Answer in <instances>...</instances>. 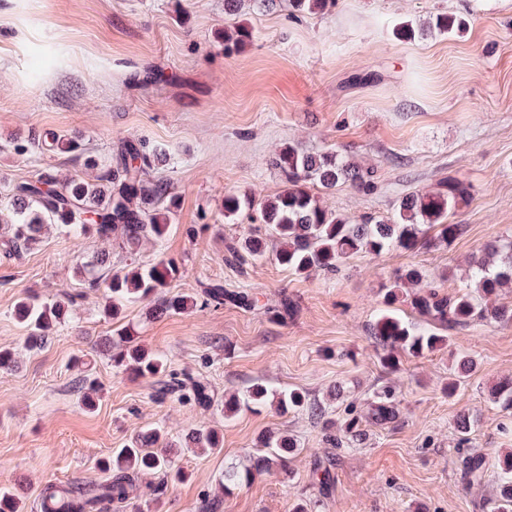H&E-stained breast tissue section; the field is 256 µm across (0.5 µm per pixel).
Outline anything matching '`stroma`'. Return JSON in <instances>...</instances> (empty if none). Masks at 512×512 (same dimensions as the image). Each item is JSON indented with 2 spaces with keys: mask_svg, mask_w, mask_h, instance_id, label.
<instances>
[{
  "mask_svg": "<svg viewBox=\"0 0 512 512\" xmlns=\"http://www.w3.org/2000/svg\"><path fill=\"white\" fill-rule=\"evenodd\" d=\"M439 12L464 17L463 35L398 36L402 22L419 27ZM240 23L251 41L225 54L224 32ZM47 131L75 139L77 151L44 152ZM125 140L161 154L151 175L170 182L176 208L162 244L143 242L133 257L113 249V267L162 255L181 267L177 291L197 296L216 282L256 294L259 305L156 319L146 303L126 308L123 321L142 345L208 380L213 405L205 410L159 398L153 379L116 373L93 351L112 325L77 266L102 241L49 228L19 259L0 260V346L19 356L15 369L0 370V487L23 512H36L46 482L102 480L99 460L156 425L176 441L188 428L218 427L224 443L214 453L178 449L183 481L159 502L141 497L110 512H203L208 496L221 498L219 512H291L299 502L310 512H483L492 486H467L461 470L469 456L493 466L512 451V414L489 396L512 379V323L476 321L450 332L447 347L403 358L390 377L397 419L364 423L365 440L350 448H331L304 414L268 405L226 418L220 406L261 381L306 391L335 418L350 402L365 413L382 376L367 333L381 284L416 264L440 292L461 291L472 256L512 237V0H336L325 15L292 14L287 0H242L235 14L224 0H0V202L46 168L63 180L94 178L85 159L107 165ZM289 141L339 148L374 168L375 193L341 186L323 198L354 220L388 213L403 193L435 189L440 179L463 180L471 199L455 220L465 233L449 245L362 254L335 275L304 278L270 257L237 271L224 261L226 247L252 222L225 218L224 197L279 192L269 159ZM29 291L83 296L32 351L12 315ZM284 295L297 312L282 323L268 309ZM453 350L473 355L479 370L450 397L442 387ZM85 374L101 388L91 411L74 390ZM338 386L344 399L334 395ZM462 412L474 423L465 446L455 427ZM271 430L293 435L300 454L288 470L255 475L222 496L225 465L248 464ZM327 458L333 481L323 488L313 473Z\"/></svg>",
  "mask_w": 512,
  "mask_h": 512,
  "instance_id": "obj_1",
  "label": "stroma"
}]
</instances>
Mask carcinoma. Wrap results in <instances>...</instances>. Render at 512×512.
<instances>
[{
  "mask_svg": "<svg viewBox=\"0 0 512 512\" xmlns=\"http://www.w3.org/2000/svg\"><path fill=\"white\" fill-rule=\"evenodd\" d=\"M298 13H325L335 0H288ZM465 21L453 14L436 13L420 29L406 24L401 33L409 38L416 33L447 35L461 31ZM251 31L238 26L224 34V54L238 52L250 40ZM42 145L50 150L71 152L76 144L53 132L44 134ZM160 161L141 142L125 140L110 157L105 172L93 181L80 178L62 181L46 169L35 178L16 184L9 197L10 219L0 226L7 234L0 236V254L19 258L36 246L43 230L51 225L65 233L91 234L99 240L131 254L142 240L162 242L169 232L170 213L175 206L172 186L163 179H151L149 173ZM271 165L278 170L283 189L273 199L256 200L249 194L229 193L224 196V216L229 218L247 209L255 211L257 227L241 245H230L225 261L244 269L245 266L272 254L275 260L302 277L314 273H334L351 257L362 253L381 254L393 249L413 251L438 243H452L460 237L465 225L453 220L461 207L471 199L469 186L457 178L439 182L432 191H415L397 200L387 216H364L353 222L339 212L324 206L312 192L316 187L325 192L349 185L359 192L371 194L376 189L374 171L348 155L333 150L311 152L298 143L283 145L275 153ZM87 285L103 290L106 301L104 317L117 328L102 339L112 367L140 377L158 379L159 395H175L199 406L211 405L209 384L188 372L170 368L161 355L143 348L127 326L121 324L123 308L128 303L154 299L153 316L180 313L198 305L229 304L244 309L258 307L259 299L247 291L210 284L202 299L178 292L173 283L181 277L179 265L172 259L160 258L149 265L113 269L110 254L102 252L90 263L82 265ZM512 285V239L495 240L485 248V256L472 265L471 289L442 294L426 279L421 268L409 266L399 270L381 287L382 301L377 317L369 327V337L378 352V363L386 373L399 369L405 356L421 357L445 346L448 332L474 321L511 322L512 307L493 305L490 300L500 288ZM82 294H66L44 300L38 295H25L14 305V316L27 332L29 346L46 343L54 329L64 323L68 309L76 305ZM430 322L432 329L422 330L404 319L401 307ZM297 306L284 295L268 312L278 319L294 316ZM478 369L476 360L466 353L455 356V368L444 392L453 396ZM75 391L85 409L95 406L96 383L82 377L75 381ZM367 418L385 425L396 416L395 391L390 385L373 388L368 397ZM492 401L506 412L512 411V380L498 383L492 390ZM271 404L281 413H306L314 420H324L326 409L299 389L277 392L260 383L253 384L244 396L233 395L224 400V415L230 417L241 408ZM338 433L329 434L335 448L364 440L362 417L351 406ZM190 447L202 451L223 447L224 437L214 428L194 429L188 436ZM165 440L159 428L149 429L98 462L106 474L104 480L91 484L47 483L40 492L41 501L60 505L57 512H106L112 505L130 504L137 498L136 483L144 475H156L159 482L147 485L149 495L159 496L168 484L180 481L183 470L165 451L154 446ZM297 452L295 440L282 432H270L260 438L251 466L240 470L224 469L221 488L224 495L254 474L282 469L288 457ZM487 469L482 458L473 455L466 460L463 481L469 486L485 482ZM495 493L486 499V512H512V453L496 465Z\"/></svg>",
  "mask_w": 512,
  "mask_h": 512,
  "instance_id": "cac0c4a2",
  "label": "carcinoma"
}]
</instances>
